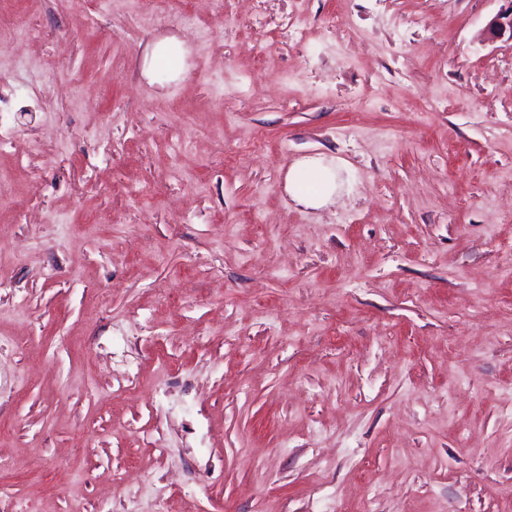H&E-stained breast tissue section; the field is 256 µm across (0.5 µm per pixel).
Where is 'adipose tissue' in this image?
I'll use <instances>...</instances> for the list:
<instances>
[{
	"label": "adipose tissue",
	"mask_w": 512,
	"mask_h": 512,
	"mask_svg": "<svg viewBox=\"0 0 512 512\" xmlns=\"http://www.w3.org/2000/svg\"><path fill=\"white\" fill-rule=\"evenodd\" d=\"M335 159L321 154L303 157L289 168L285 190L298 204L320 209L328 206L344 183Z\"/></svg>",
	"instance_id": "1"
}]
</instances>
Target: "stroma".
Wrapping results in <instances>:
<instances>
[{
    "label": "stroma",
    "instance_id": "obj_1",
    "mask_svg": "<svg viewBox=\"0 0 512 512\" xmlns=\"http://www.w3.org/2000/svg\"><path fill=\"white\" fill-rule=\"evenodd\" d=\"M172 8L0 0V512H512V0ZM183 68L182 54L179 48H173L166 42L158 43L152 51L151 72L179 74ZM340 165L326 155H311L297 160L288 169L285 190L298 204L320 209L328 206L344 186Z\"/></svg>",
    "mask_w": 512,
    "mask_h": 512
}]
</instances>
